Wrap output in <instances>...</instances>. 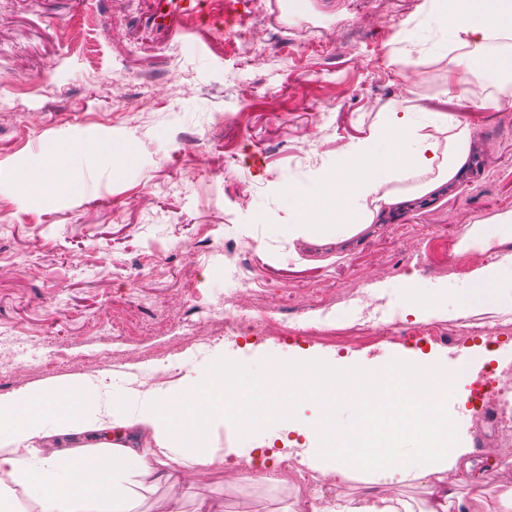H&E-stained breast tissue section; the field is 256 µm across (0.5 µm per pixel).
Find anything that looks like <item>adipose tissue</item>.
<instances>
[{
    "label": "adipose tissue",
    "mask_w": 512,
    "mask_h": 512,
    "mask_svg": "<svg viewBox=\"0 0 512 512\" xmlns=\"http://www.w3.org/2000/svg\"><path fill=\"white\" fill-rule=\"evenodd\" d=\"M435 21L448 34L456 65L469 67L474 49L495 32L512 31V0H431ZM438 141L417 120L414 107L390 105L367 138L337 153L335 166L316 180L287 184L293 205L289 241L325 245L353 238L380 216L415 197H438L467 171L470 124L442 117ZM474 286L457 296L461 310L512 302V256L478 269ZM99 386L79 378L48 388L0 394V473L17 476L40 512H139L138 492L181 481L217 460L210 445L214 426L261 442L269 423L313 442L314 456L344 480L357 469L382 478L428 480L429 512H512V490L498 498H453L439 473L460 470V481L478 485L468 448L450 443L447 402L459 398L455 373L428 359L391 363L377 371L296 357L274 363L255 392L241 384L237 368L216 364L206 377L139 397L135 409L120 398L100 404ZM358 410L344 428L334 421L340 398ZM319 408L316 421L297 412L302 402ZM91 431L94 442L70 444ZM419 442L417 463L396 458L401 438ZM64 443L40 455L35 441Z\"/></svg>",
    "instance_id": "adipose-tissue-1"
}]
</instances>
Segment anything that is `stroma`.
I'll use <instances>...</instances> for the list:
<instances>
[{"label":"stroma","instance_id":"stroma-1","mask_svg":"<svg viewBox=\"0 0 512 512\" xmlns=\"http://www.w3.org/2000/svg\"><path fill=\"white\" fill-rule=\"evenodd\" d=\"M199 0L177 16L155 0H0V394L65 383L98 372L101 399L132 393L146 368L168 360L178 382L207 373L216 360L239 365L247 383L274 362L299 354L375 367L426 357L455 368L468 337L456 296L477 269L512 254V242L463 248L476 222L512 211V82L480 80V93L448 92L462 77L429 17L428 0ZM182 28L175 37L173 28ZM246 30L265 51L241 70L226 33ZM193 40L205 50L196 56ZM325 42L327 52L309 44ZM500 99L481 106V94ZM393 103L424 107L470 123L483 142L466 176L433 199L412 201L340 245H289L296 221L281 188L331 168L338 145L365 138ZM86 153L50 180L66 192L41 193L20 176L64 143ZM112 143L122 165L95 155ZM232 174H225V165ZM230 243L262 283L273 322L267 334L221 338L220 324L195 319L192 302L224 298V261L191 256L200 241ZM417 275L442 299L432 318L407 312L401 283ZM387 298L409 330L439 326L413 344L373 335L343 346L354 325L356 290ZM496 316L503 337L458 384L512 364V305L475 307ZM316 328V337L282 341L276 322ZM448 419L468 443L483 488H512V419L473 402L449 404ZM298 512L286 480L244 485L215 466L203 480L145 493L142 512H182L210 502L215 512Z\"/></svg>","mask_w":512,"mask_h":512}]
</instances>
